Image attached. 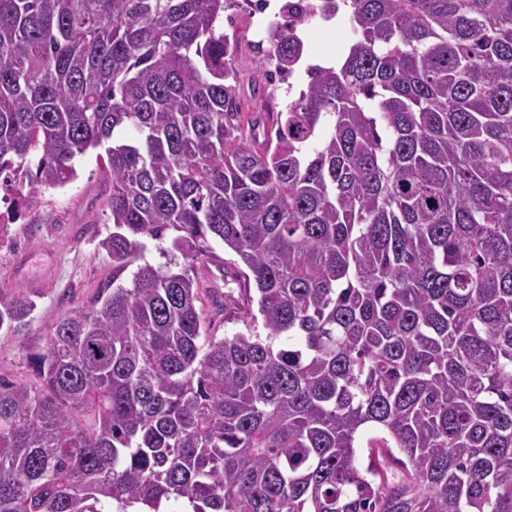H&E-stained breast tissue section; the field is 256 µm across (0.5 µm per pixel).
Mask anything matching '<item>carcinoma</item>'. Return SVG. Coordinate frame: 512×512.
Segmentation results:
<instances>
[{
    "label": "carcinoma",
    "mask_w": 512,
    "mask_h": 512,
    "mask_svg": "<svg viewBox=\"0 0 512 512\" xmlns=\"http://www.w3.org/2000/svg\"><path fill=\"white\" fill-rule=\"evenodd\" d=\"M235 6L0 0V218L101 149L112 225V288L0 378V512H512V0H344L247 136ZM212 239L266 335L208 333ZM307 30L311 41V55L323 62L336 60V53L341 55L352 37L348 21L339 26H310Z\"/></svg>",
    "instance_id": "cac0c4a2"
}]
</instances>
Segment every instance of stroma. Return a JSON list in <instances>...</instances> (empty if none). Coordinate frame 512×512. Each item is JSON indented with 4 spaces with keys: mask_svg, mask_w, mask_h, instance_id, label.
<instances>
[{
    "mask_svg": "<svg viewBox=\"0 0 512 512\" xmlns=\"http://www.w3.org/2000/svg\"><path fill=\"white\" fill-rule=\"evenodd\" d=\"M235 38L239 45L231 61L237 76L235 92L242 118L270 126L271 114L288 101L285 89L257 96L254 86L260 65L252 47L250 9L236 12ZM312 56L323 62L343 53L352 34L349 24L308 29ZM98 152L80 160L78 177L64 187L39 192L29 214L0 224V293L24 290L36 302L20 333L0 331V376L34 382L31 352L45 346L56 318L94 302L112 280V263L99 243L111 231L103 215V173Z\"/></svg>",
    "mask_w": 512,
    "mask_h": 512,
    "instance_id": "obj_1",
    "label": "stroma"
}]
</instances>
